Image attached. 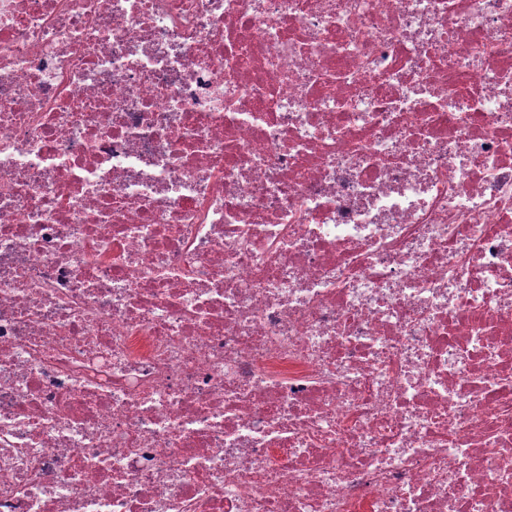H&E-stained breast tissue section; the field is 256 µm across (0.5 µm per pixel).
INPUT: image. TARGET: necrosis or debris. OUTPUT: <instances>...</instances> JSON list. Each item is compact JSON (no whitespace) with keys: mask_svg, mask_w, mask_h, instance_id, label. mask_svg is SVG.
<instances>
[{"mask_svg":"<svg viewBox=\"0 0 512 512\" xmlns=\"http://www.w3.org/2000/svg\"><path fill=\"white\" fill-rule=\"evenodd\" d=\"M0 512H512V0H0Z\"/></svg>","mask_w":512,"mask_h":512,"instance_id":"4bbe7bcc","label":"necrosis or debris"}]
</instances>
